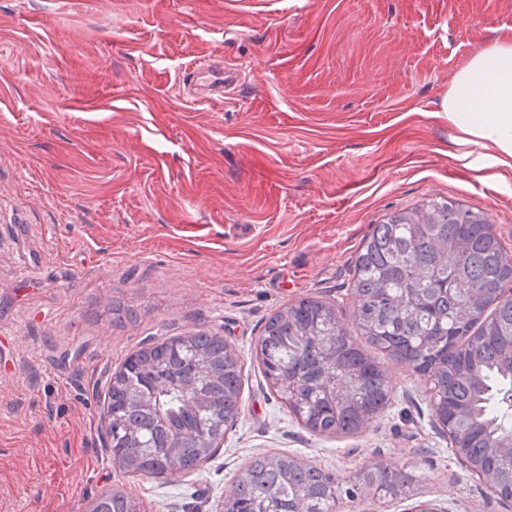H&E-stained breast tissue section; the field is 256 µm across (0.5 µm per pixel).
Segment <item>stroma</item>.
<instances>
[{
	"mask_svg": "<svg viewBox=\"0 0 512 512\" xmlns=\"http://www.w3.org/2000/svg\"><path fill=\"white\" fill-rule=\"evenodd\" d=\"M512 0H0V512H89L115 488L146 512H218L246 462L295 455L355 483L385 462L440 512H512L450 450L423 377L388 357L390 405L312 435L255 346L297 300L351 322L372 224L445 197L491 213L512 254V168L456 141L441 102ZM220 57L217 103L181 76ZM139 312L112 324V302ZM220 333L242 409L174 480L125 473L102 420L140 346Z\"/></svg>",
	"mask_w": 512,
	"mask_h": 512,
	"instance_id": "stroma-1",
	"label": "stroma"
}]
</instances>
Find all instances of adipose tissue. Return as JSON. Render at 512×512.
<instances>
[{"label": "adipose tissue", "instance_id": "ef3b65f1", "mask_svg": "<svg viewBox=\"0 0 512 512\" xmlns=\"http://www.w3.org/2000/svg\"><path fill=\"white\" fill-rule=\"evenodd\" d=\"M457 139L493 146L512 165V37L473 55L453 77L443 101Z\"/></svg>", "mask_w": 512, "mask_h": 512}]
</instances>
